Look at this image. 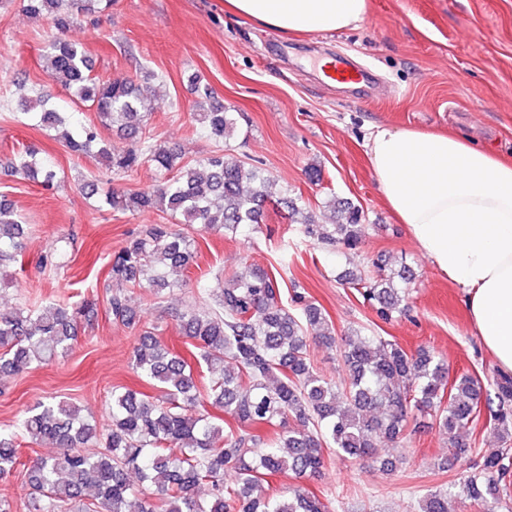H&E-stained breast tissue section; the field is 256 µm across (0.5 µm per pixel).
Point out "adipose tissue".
Here are the masks:
<instances>
[{"label":"adipose tissue","instance_id":"ef3b65f1","mask_svg":"<svg viewBox=\"0 0 512 512\" xmlns=\"http://www.w3.org/2000/svg\"><path fill=\"white\" fill-rule=\"evenodd\" d=\"M228 11L289 35L357 26L368 0H225ZM367 155L389 210L464 288L475 336L512 372V159L452 133L376 128Z\"/></svg>","mask_w":512,"mask_h":512}]
</instances>
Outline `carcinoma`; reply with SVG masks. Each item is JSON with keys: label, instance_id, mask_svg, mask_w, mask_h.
Returning a JSON list of instances; mask_svg holds the SVG:
<instances>
[{"label": "carcinoma", "instance_id": "carcinoma-1", "mask_svg": "<svg viewBox=\"0 0 512 512\" xmlns=\"http://www.w3.org/2000/svg\"><path fill=\"white\" fill-rule=\"evenodd\" d=\"M33 16L50 18L58 33L43 50L48 77L73 101L95 109L104 126L127 141L117 147L94 125H72L40 95L18 103L21 114L58 131L71 152L90 156L108 168L128 172L144 162L175 172L152 192L111 193L104 204L114 210L157 209L206 232H235L262 220L263 208L276 204L288 218L305 225L308 237L356 248L364 215L349 203L338 206L339 220L314 224L296 200L282 194L260 168L226 148L204 159L183 162L181 154L146 136L151 111L148 86L131 80H104L92 74L82 44L66 33L112 6V0H23ZM195 122L209 138H234L237 118L214 100L208 85L191 80ZM23 180L51 187L58 172L25 147L10 162ZM24 222L10 203L0 200V270L17 262ZM196 241L174 224H152L132 233L119 251L108 255L107 312L126 328L136 314L123 285L132 283L159 294L179 287L168 277L194 261ZM385 255L373 262L377 275L348 273L361 295L383 320L405 311L413 277L403 267L382 273ZM208 295L213 307L188 310L180 317L183 333L197 341V360L210 381L201 392L187 362L146 331L134 346L132 367L161 389L144 399L124 388L112 389L108 413L112 426L103 433L85 409L65 401L39 405L19 419L34 443L49 442L58 452L40 457L26 469L28 512H328L316 496L297 489L288 497L269 496L265 477L292 474L297 479L319 472L324 451L349 458H374L386 444L403 439L410 416L428 414L448 435L459 456L476 451L472 437L485 403L489 422L503 441L512 437V375L497 372L493 391L468 373L450 375L447 361L426 349L408 353L380 336L345 337L342 358L350 376L339 387L318 375L307 353V329L330 344L335 328L322 309L297 293L282 302L278 282L261 267L217 283ZM97 312L89 299L71 306L50 303L0 314V374H18L65 353ZM224 410L236 427L223 430L200 410L204 403ZM274 430L270 436L257 433ZM21 465L12 433L0 430V479ZM236 472L224 483V469ZM138 477L140 489L128 475ZM209 499L198 494L202 483ZM461 493L485 512L512 498V447L484 457L463 478ZM420 512H448V492L428 494Z\"/></svg>", "mask_w": 512, "mask_h": 512}]
</instances>
